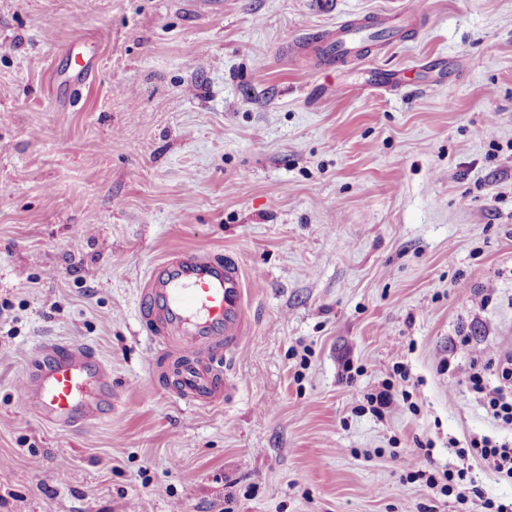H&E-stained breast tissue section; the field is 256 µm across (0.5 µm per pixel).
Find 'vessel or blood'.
<instances>
[{"label":"vessel or blood","mask_w":512,"mask_h":512,"mask_svg":"<svg viewBox=\"0 0 512 512\" xmlns=\"http://www.w3.org/2000/svg\"><path fill=\"white\" fill-rule=\"evenodd\" d=\"M386 26L380 13L338 23L327 39L333 60L359 59L370 30ZM58 54L74 63L72 70L60 71L62 84L95 67L97 55L85 41H71ZM138 319L150 348L166 351L174 361L172 393L195 407L215 405L231 388L223 362L253 328L244 269L230 253L206 248L173 253L151 266L143 279ZM20 394L42 421L72 430L110 413L112 373L84 344L51 342L33 359Z\"/></svg>","instance_id":"vessel-or-blood-1"}]
</instances>
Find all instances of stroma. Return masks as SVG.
Wrapping results in <instances>:
<instances>
[{
	"label": "stroma",
	"mask_w": 512,
	"mask_h": 512,
	"mask_svg": "<svg viewBox=\"0 0 512 512\" xmlns=\"http://www.w3.org/2000/svg\"><path fill=\"white\" fill-rule=\"evenodd\" d=\"M384 11L407 37L320 58ZM74 39L98 69L61 89ZM198 247L237 255L254 316L208 409L137 319L149 267ZM44 341L100 354L110 416L20 401ZM509 348L512 0H0V512H485L512 480L480 459L463 504L409 473L424 444L442 470L449 441L512 442L469 382ZM387 381L409 401L379 419ZM387 21L382 13L367 14L356 22L342 21L336 25V30L326 39L331 46L332 59L343 64L355 61L365 54L367 36L370 30L386 29Z\"/></svg>",
	"instance_id": "35a3bbf8"
}]
</instances>
